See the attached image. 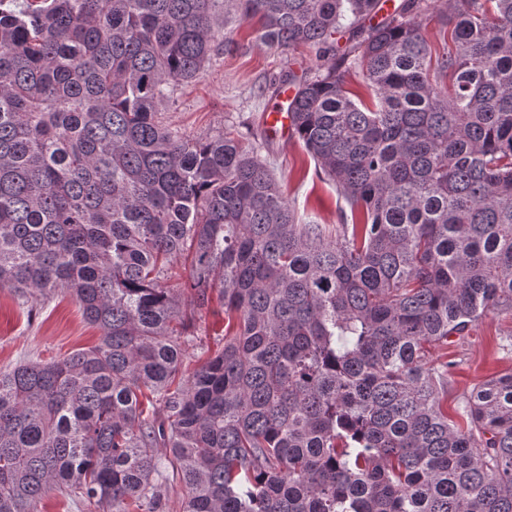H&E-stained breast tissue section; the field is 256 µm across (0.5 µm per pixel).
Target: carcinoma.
Wrapping results in <instances>:
<instances>
[{
    "label": "carcinoma",
    "mask_w": 512,
    "mask_h": 512,
    "mask_svg": "<svg viewBox=\"0 0 512 512\" xmlns=\"http://www.w3.org/2000/svg\"><path fill=\"white\" fill-rule=\"evenodd\" d=\"M227 2L317 48L289 115L352 223H298L243 134L159 121L223 38L214 0H0V288L65 292L102 333L0 369V512L50 488L160 512L170 478L182 512H512V373L463 428L425 361L512 314V0H446L436 56L431 0L369 28L379 0ZM213 292L224 347L187 372ZM432 4L430 14L425 21L426 35L432 50L442 51L444 45L443 34L445 30L442 21V14L446 10V5L443 0H438ZM159 494L165 509L163 512H181L186 496L185 486L178 480L167 481L159 487Z\"/></svg>",
    "instance_id": "carcinoma-1"
}]
</instances>
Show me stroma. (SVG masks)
I'll list each match as a JSON object with an SVG mask.
<instances>
[{
    "mask_svg": "<svg viewBox=\"0 0 512 512\" xmlns=\"http://www.w3.org/2000/svg\"><path fill=\"white\" fill-rule=\"evenodd\" d=\"M314 66V49L269 47L257 39L253 24L228 17L224 38L216 42L210 64L160 105V118L189 138L221 128L253 134L298 223H343L350 209L303 143L294 137H273L266 127V110L278 100L286 80L298 83L310 78ZM195 325V355L223 346L224 310L217 300L198 308ZM99 339V330L84 321L69 295L27 300L10 289H0V369L24 359L58 360ZM429 358L452 366L448 415L456 417L474 385L512 372V315L488 314L465 338H449L447 348L431 350Z\"/></svg>",
    "mask_w": 512,
    "mask_h": 512,
    "instance_id": "1",
    "label": "stroma"
}]
</instances>
